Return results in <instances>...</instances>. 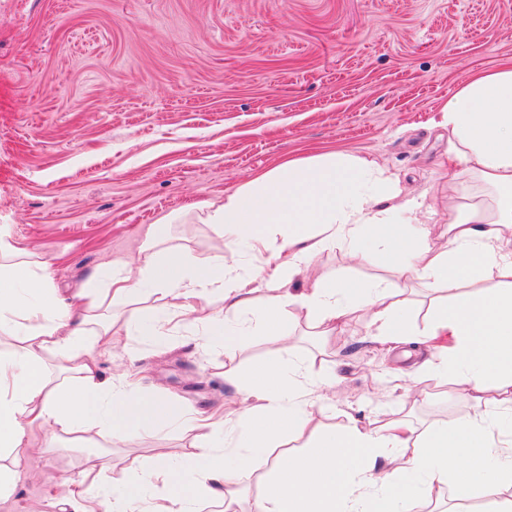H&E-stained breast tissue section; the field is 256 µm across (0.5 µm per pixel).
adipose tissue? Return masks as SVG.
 <instances>
[{
  "label": "adipose tissue",
  "instance_id": "ef3b65f1",
  "mask_svg": "<svg viewBox=\"0 0 512 512\" xmlns=\"http://www.w3.org/2000/svg\"><path fill=\"white\" fill-rule=\"evenodd\" d=\"M437 124L458 165L442 246L425 195H403L377 162L342 151L288 160L210 206L207 223L237 242L228 257L165 246L167 225L152 224L136 256L111 261L105 286L85 290L77 305L0 226V512L16 499L36 433L60 438L90 422L118 438L175 424L196 443L176 457L120 459L122 480L90 472L81 494L60 497L62 512H198L209 500L237 512L247 478L258 487L248 512H415L479 494L495 512H512V63L474 75ZM344 243L377 254L392 282L320 277L289 292L317 254ZM264 250L271 256L257 264ZM413 284L430 294L422 327L405 296ZM147 293L165 304L156 335L220 342L231 359L251 331L266 336L265 364L224 370L243 408L216 418L103 376L95 346L112 342L116 307ZM293 308L326 343L363 314L370 342L447 383L462 402L454 424L369 428L349 414L342 427L323 426L320 393L335 386L336 370L284 359L283 317ZM492 411L505 413L506 439L478 424Z\"/></svg>",
  "mask_w": 512,
  "mask_h": 512
}]
</instances>
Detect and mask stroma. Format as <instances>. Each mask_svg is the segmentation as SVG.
Instances as JSON below:
<instances>
[{"mask_svg":"<svg viewBox=\"0 0 512 512\" xmlns=\"http://www.w3.org/2000/svg\"><path fill=\"white\" fill-rule=\"evenodd\" d=\"M512 59V0H0V225L46 263L71 296L143 228L171 225V244L224 256L233 243L207 206L279 164L329 150L378 160L406 192L448 199L455 169L440 107L475 73ZM388 277L375 255L339 246L314 257L291 293L319 276ZM159 303L121 308L119 341L97 349L104 374L218 412L238 408L224 350L148 337ZM295 357L340 364L326 404L364 423L454 421L435 382L398 388V352L366 341L361 318L328 347L291 317ZM91 447L37 438L20 512H52L97 456L179 453L194 436H95Z\"/></svg>","mask_w":512,"mask_h":512,"instance_id":"1","label":"stroma"}]
</instances>
